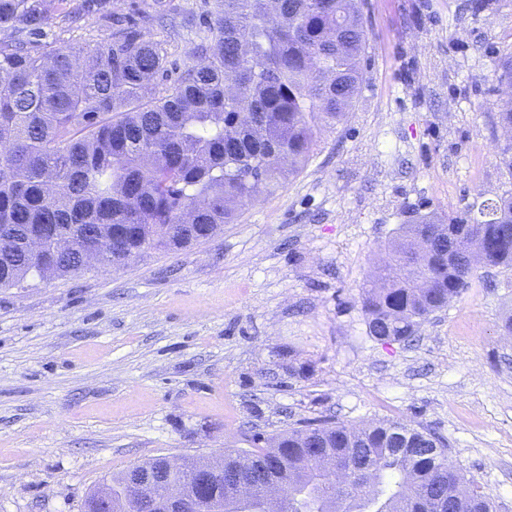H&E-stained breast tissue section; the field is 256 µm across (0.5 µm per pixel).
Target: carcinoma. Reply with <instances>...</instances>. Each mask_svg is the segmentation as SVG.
Instances as JSON below:
<instances>
[{"label": "carcinoma", "mask_w": 512, "mask_h": 512, "mask_svg": "<svg viewBox=\"0 0 512 512\" xmlns=\"http://www.w3.org/2000/svg\"><path fill=\"white\" fill-rule=\"evenodd\" d=\"M44 0H0V288L85 272L83 253L120 267L182 250L234 224L245 202L272 194L313 156L317 132L358 97L366 35L358 0H207L181 58L130 24L94 48L41 52ZM495 126L512 130V97ZM483 219L413 211L362 287L367 333L409 344L470 287L476 265L512 268V191ZM38 235L36 254L27 241ZM254 503L265 471L297 469L281 512H493L490 497L448 459V441L399 421L306 423L255 434ZM371 472L336 498L318 460ZM224 501V480L195 463L168 473Z\"/></svg>", "instance_id": "obj_1"}]
</instances>
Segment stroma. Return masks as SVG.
<instances>
[{
	"mask_svg": "<svg viewBox=\"0 0 512 512\" xmlns=\"http://www.w3.org/2000/svg\"><path fill=\"white\" fill-rule=\"evenodd\" d=\"M359 0L363 82L307 167L174 254L0 289V512H81L154 458L250 448L300 421L400 420L447 439L512 512V269L479 266L412 345L366 333L361 286L411 209L464 218L507 187L493 129L512 0ZM40 50L112 37L90 0H47ZM142 23L177 57L204 0Z\"/></svg>",
	"mask_w": 512,
	"mask_h": 512,
	"instance_id": "obj_1",
	"label": "stroma"
}]
</instances>
